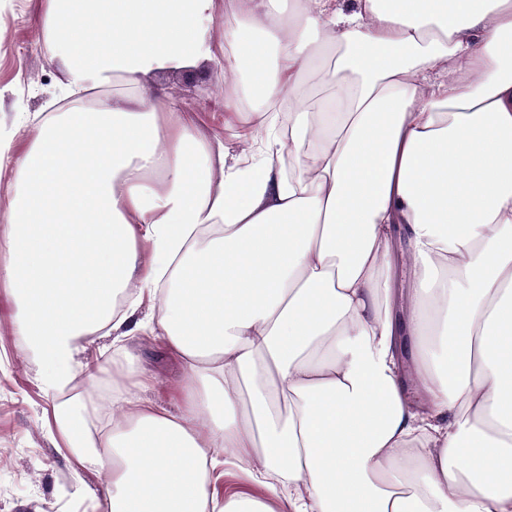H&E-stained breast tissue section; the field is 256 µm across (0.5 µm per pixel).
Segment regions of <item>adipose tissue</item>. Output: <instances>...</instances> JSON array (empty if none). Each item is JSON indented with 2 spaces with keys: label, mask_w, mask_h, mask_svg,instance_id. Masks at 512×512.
Wrapping results in <instances>:
<instances>
[{
  "label": "adipose tissue",
  "mask_w": 512,
  "mask_h": 512,
  "mask_svg": "<svg viewBox=\"0 0 512 512\" xmlns=\"http://www.w3.org/2000/svg\"><path fill=\"white\" fill-rule=\"evenodd\" d=\"M38 13L61 96L94 99L0 142V293L108 512H512V0ZM203 65L234 146L161 81ZM142 333L174 406L140 396ZM104 336L95 416L66 391ZM213 448L257 492L216 498ZM130 348L138 352L143 364L156 380L153 389L146 390L142 397L167 406L174 405L171 393L180 378V370L172 359L167 357L151 336H135ZM111 338H102L90 345L84 354L86 361L97 364L103 371L107 372L112 382L113 375H117L116 368L112 365Z\"/></svg>",
  "instance_id": "ef3b65f1"
}]
</instances>
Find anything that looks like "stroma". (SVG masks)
<instances>
[{
  "instance_id": "stroma-1",
  "label": "stroma",
  "mask_w": 512,
  "mask_h": 512,
  "mask_svg": "<svg viewBox=\"0 0 512 512\" xmlns=\"http://www.w3.org/2000/svg\"><path fill=\"white\" fill-rule=\"evenodd\" d=\"M60 77L58 62L39 49L35 0H0V131L14 130L19 113L48 111ZM162 81L179 105L193 112L202 131L223 133L225 143H233L232 131H219L208 112L209 101L223 91L221 74L197 83L174 71ZM130 346L156 380L145 398L173 405L178 366L152 337H134ZM47 402L37 368L17 346L1 306L0 512H89L91 493L103 487L102 474L75 472L55 448L42 414Z\"/></svg>"
}]
</instances>
